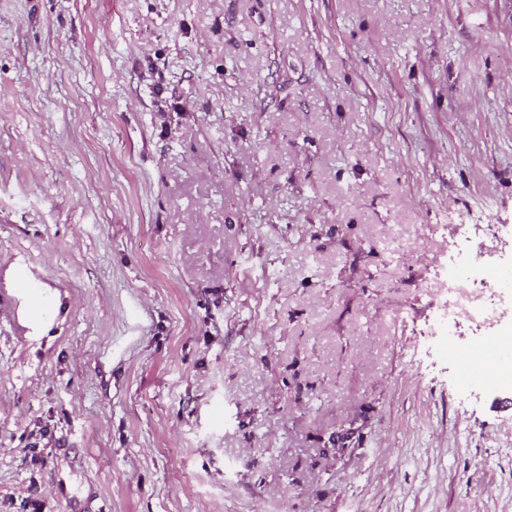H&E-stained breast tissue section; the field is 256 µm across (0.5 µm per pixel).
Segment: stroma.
Listing matches in <instances>:
<instances>
[{"label": "stroma", "instance_id": "obj_1", "mask_svg": "<svg viewBox=\"0 0 512 512\" xmlns=\"http://www.w3.org/2000/svg\"><path fill=\"white\" fill-rule=\"evenodd\" d=\"M452 212L512 226V0H0V512H512ZM22 308L20 310L23 315L31 324L34 335L38 338L48 333L54 323V318L37 319L32 317V312L36 310L40 305V297L37 295H31L26 293L22 295ZM34 320V323L30 321V317Z\"/></svg>", "mask_w": 512, "mask_h": 512}]
</instances>
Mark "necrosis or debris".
<instances>
[{"label": "necrosis or debris", "mask_w": 512, "mask_h": 512, "mask_svg": "<svg viewBox=\"0 0 512 512\" xmlns=\"http://www.w3.org/2000/svg\"><path fill=\"white\" fill-rule=\"evenodd\" d=\"M458 239L438 262L434 275V315L429 334L442 356L458 373L459 389L470 394L477 389L512 387V268L502 267L494 252L485 250L483 225L459 222ZM478 319L472 342L458 334L463 316ZM492 354L496 370L487 375L465 366L477 347Z\"/></svg>", "instance_id": "necrosis-or-debris-1"}]
</instances>
